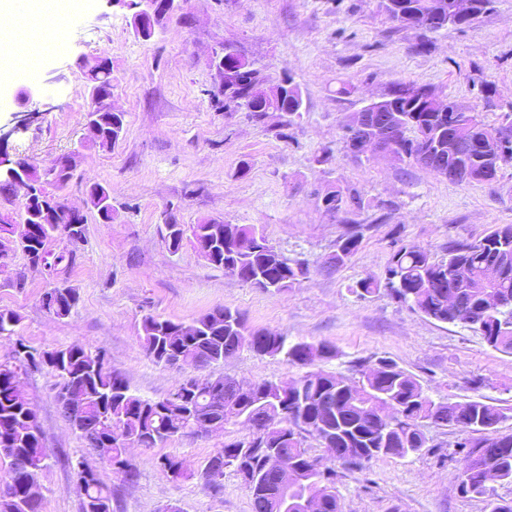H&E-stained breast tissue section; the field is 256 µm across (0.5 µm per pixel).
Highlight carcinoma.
I'll return each mask as SVG.
<instances>
[{"label": "carcinoma", "mask_w": 512, "mask_h": 512, "mask_svg": "<svg viewBox=\"0 0 512 512\" xmlns=\"http://www.w3.org/2000/svg\"><path fill=\"white\" fill-rule=\"evenodd\" d=\"M454 0H382L389 18L403 27L435 33L448 25L465 27L458 20ZM231 76L236 94L224 100L228 108H240L261 121L270 111L288 115V124L301 116L303 99L295 84L281 99L278 87H266L265 76L246 66L238 54H231ZM405 82L392 83L386 111L375 113L379 134L395 141L393 158L407 161L428 171H448V181H498L502 166L512 163L504 147L495 139L504 127L512 128V114L497 126L479 119L474 109L452 100L442 101L436 90L422 84V93L408 97L401 92ZM93 115L99 123V146L110 148L124 131V114L111 111L106 100L112 96V67L106 66L90 79ZM322 201L329 212L355 214L365 207L362 194L355 188L329 187ZM53 211L55 222L42 224L24 216L29 228L18 224H0V244L6 239L25 237L21 252L28 269L40 272L36 258L53 243L66 244L57 255V263L73 266L77 253L71 245L84 235V224L59 198ZM364 224H352L336 243V251L325 261L327 267L343 266L359 249ZM194 246H210L211 265L265 292L279 293L293 287L310 273L305 261L288 262L272 247L253 249V227L244 224L206 222L173 231L165 243L173 250L181 248L186 232ZM386 272L387 283L372 278L350 286L360 298L386 288L399 301L439 322L467 328L494 350L512 353V224H502L473 241H451L446 257L437 260L417 245H402L393 250ZM79 301L75 289L49 288L41 296L42 308L59 319L68 317ZM215 311L224 319L211 320L208 313L194 321L196 332L186 333L181 323L148 313L142 317L139 342L145 356L157 365L174 360L198 370L224 361L246 346L259 356H282L299 366H314L336 358V347L328 343L290 341L288 337L250 328L244 315L226 306ZM20 315L0 310V336L15 337L8 359L0 361V458L8 469L0 479V512H42L43 492L40 474L47 450L34 404L25 390L15 386L18 373L37 371L41 352L17 335ZM101 348L78 343L55 352L67 356L62 368L51 372L59 387L70 390L79 400L73 409L60 403L65 421L90 449L103 447V439L113 437L112 458L121 457L126 448L136 445L150 450L182 439L195 426L234 425L240 418L250 422L249 435L224 444L211 455L200 473L205 486L218 494L224 477L240 479L249 492L252 512H301L299 505L282 510L277 493L279 475L268 464L274 451L290 457L300 473L301 483L291 497L303 498L310 489L314 461L320 458L312 450L336 449L335 462L348 469H361L384 458H405L426 447L424 427L428 424L454 426L463 432L489 431L479 440L458 443L466 449L464 458L479 455L490 461L499 473L500 483L512 485V433L497 429L505 414L497 405L482 400L443 403L432 400L422 384L393 360L380 357L378 373L372 366L361 370L360 385L323 370L309 371L295 380L297 388L282 396L279 383L272 380L240 382L232 377L209 375L204 383L193 380L179 383L159 399L143 398L130 390L123 375L99 365ZM389 425L386 436L378 435L377 425ZM325 500L323 512H341L335 477L318 487ZM466 498L486 502L489 512H512V500L495 497L492 486L474 481L462 492ZM112 489L98 475L87 480L80 512H112Z\"/></svg>", "instance_id": "carcinoma-1"}]
</instances>
